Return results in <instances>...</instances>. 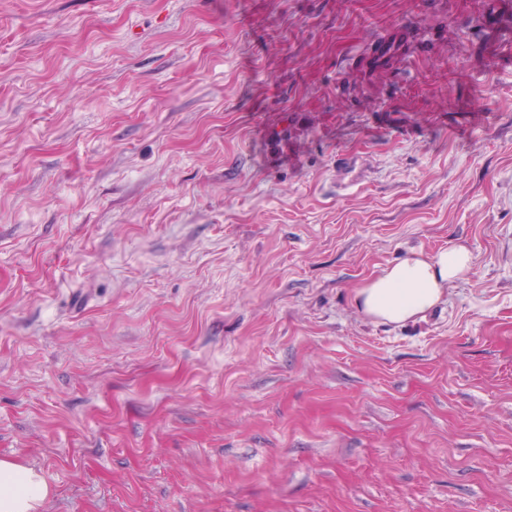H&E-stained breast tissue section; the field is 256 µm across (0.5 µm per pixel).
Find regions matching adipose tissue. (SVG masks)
Returning a JSON list of instances; mask_svg holds the SVG:
<instances>
[{
  "label": "adipose tissue",
  "mask_w": 512,
  "mask_h": 512,
  "mask_svg": "<svg viewBox=\"0 0 512 512\" xmlns=\"http://www.w3.org/2000/svg\"><path fill=\"white\" fill-rule=\"evenodd\" d=\"M472 265L473 255L463 245L433 254L416 251L355 288L353 302L361 315L377 323L422 320ZM50 494L49 484L35 468L0 459V512H42Z\"/></svg>",
  "instance_id": "adipose-tissue-1"
}]
</instances>
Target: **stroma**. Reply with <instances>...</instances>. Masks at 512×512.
Here are the masks:
<instances>
[{"instance_id":"obj_1","label":"stroma","mask_w":512,"mask_h":512,"mask_svg":"<svg viewBox=\"0 0 512 512\" xmlns=\"http://www.w3.org/2000/svg\"><path fill=\"white\" fill-rule=\"evenodd\" d=\"M457 243L427 320L354 307ZM0 458L44 512H512V0H0Z\"/></svg>"}]
</instances>
